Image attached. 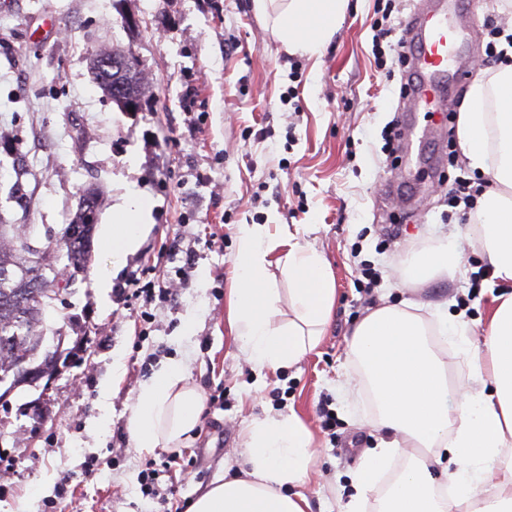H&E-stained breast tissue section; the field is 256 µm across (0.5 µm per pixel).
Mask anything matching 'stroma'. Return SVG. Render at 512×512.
<instances>
[{
	"label": "stroma",
	"instance_id": "stroma-1",
	"mask_svg": "<svg viewBox=\"0 0 512 512\" xmlns=\"http://www.w3.org/2000/svg\"><path fill=\"white\" fill-rule=\"evenodd\" d=\"M378 0H351L336 34L313 58L291 56L256 16L252 0H0V224H26L43 248L84 194L95 190L98 221H112L128 186L148 200V227L113 270L93 245L87 270L49 309L46 332L81 345L58 375L13 391L0 405V512H180L243 461V431L256 416L295 411L314 434L317 457L299 491L310 512H334L353 492L350 477L380 436L367 389L343 395L355 374L348 340L380 297L448 315L466 310L480 341L499 294L476 242L463 273L409 287L397 271L404 252L428 237L460 233L468 219L448 205L455 180L481 182L465 162L456 124L411 112L400 96L401 65L372 53ZM138 21L127 28L125 16ZM512 26V0H478L454 25L472 33V76L491 74L488 21ZM128 49L148 80L141 111H121L94 81L101 46ZM195 96H188V89ZM294 230L329 262L336 308L314 353L267 374L240 353L227 324L238 227ZM197 241L193 261L185 248ZM175 300L118 305L102 277L137 268L152 281L177 279ZM371 267L380 284L358 289ZM177 362L203 406L185 444L144 452L128 418L139 388ZM334 423L322 425V410ZM155 462L157 498L141 492Z\"/></svg>",
	"mask_w": 512,
	"mask_h": 512
}]
</instances>
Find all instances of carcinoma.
Listing matches in <instances>:
<instances>
[{"label": "carcinoma", "mask_w": 512, "mask_h": 512, "mask_svg": "<svg viewBox=\"0 0 512 512\" xmlns=\"http://www.w3.org/2000/svg\"><path fill=\"white\" fill-rule=\"evenodd\" d=\"M124 52L119 46L104 47L92 55L91 65L96 79L108 95H113L117 82L112 70L100 63ZM129 93L145 102V83L140 73L124 76ZM97 200L90 194L80 203L71 223L58 234H49L45 251L35 254L27 245V230L17 224H0V384L11 380L16 387L28 380L50 378L58 371L60 358L71 352L60 350L63 337H56L54 351H42L45 343L40 326L53 296L59 289L41 272V261L51 260L52 254L65 252L69 266L80 269L89 260L90 230L96 224ZM24 372H19L17 361Z\"/></svg>", "instance_id": "carcinoma-1"}]
</instances>
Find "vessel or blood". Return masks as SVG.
<instances>
[{
  "label": "vessel or blood",
  "instance_id": "1",
  "mask_svg": "<svg viewBox=\"0 0 512 512\" xmlns=\"http://www.w3.org/2000/svg\"><path fill=\"white\" fill-rule=\"evenodd\" d=\"M464 5L465 0H447L440 8L409 15L402 23L403 38L413 52L409 96L419 106L431 105L432 91L469 73L459 62L465 32L448 22L449 15Z\"/></svg>",
  "mask_w": 512,
  "mask_h": 512
}]
</instances>
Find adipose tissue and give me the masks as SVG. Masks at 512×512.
<instances>
[{
	"label": "adipose tissue",
	"mask_w": 512,
	"mask_h": 512,
	"mask_svg": "<svg viewBox=\"0 0 512 512\" xmlns=\"http://www.w3.org/2000/svg\"><path fill=\"white\" fill-rule=\"evenodd\" d=\"M349 0H253L255 13L290 54L313 56L335 35ZM463 155L493 186L479 198L468 238L477 239L484 261L500 281L512 282V57L487 79L469 86L458 126ZM146 211L137 191H128L102 225L100 238L113 264L137 246ZM236 282L227 319L246 359L271 373L305 359L320 344L331 321L336 290L326 259L295 235L270 236L264 224L238 229ZM281 265L290 288L280 293L271 263ZM462 270L457 240H431L409 251L400 264L411 286ZM465 313L424 318L414 304L381 301L355 325L349 342L358 376L341 382L351 391L369 387L381 430L376 447L354 473V495L338 512H364L380 473H398L378 492L377 512H512V464L499 460L512 448V292L500 295L481 345L466 334ZM472 354L465 381L448 377L440 342ZM202 400L176 363L163 365L141 384L128 419L137 448H172L200 421ZM245 461L238 473L192 502L187 512H307L299 485L315 459L311 429L293 412L251 419L244 433Z\"/></svg>",
	"instance_id": "ef3b65f1"
}]
</instances>
